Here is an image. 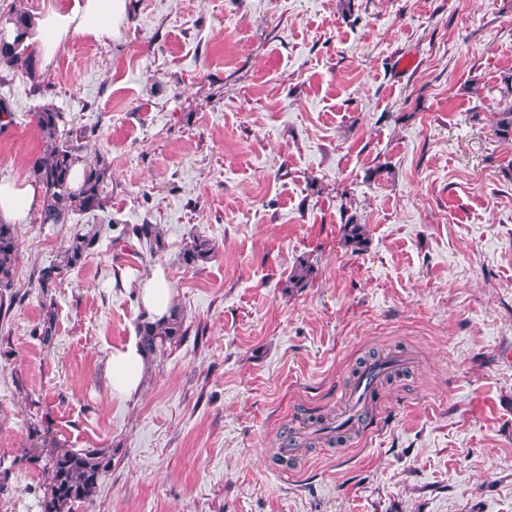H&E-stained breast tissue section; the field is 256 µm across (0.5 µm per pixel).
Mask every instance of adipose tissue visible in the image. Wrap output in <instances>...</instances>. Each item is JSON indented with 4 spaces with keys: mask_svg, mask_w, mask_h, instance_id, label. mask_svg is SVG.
Segmentation results:
<instances>
[{
    "mask_svg": "<svg viewBox=\"0 0 512 512\" xmlns=\"http://www.w3.org/2000/svg\"><path fill=\"white\" fill-rule=\"evenodd\" d=\"M128 9V0H69L66 5L34 15L29 40L49 59L73 36H88L99 42L114 37L126 20ZM41 202V189L35 182L20 179L0 183L2 222H25ZM136 295L141 308L152 320L169 315L174 293L161 269H154L142 280ZM147 365V356L137 338H129L113 348L107 360L113 395L127 399L139 394Z\"/></svg>",
    "mask_w": 512,
    "mask_h": 512,
    "instance_id": "1",
    "label": "adipose tissue"
}]
</instances>
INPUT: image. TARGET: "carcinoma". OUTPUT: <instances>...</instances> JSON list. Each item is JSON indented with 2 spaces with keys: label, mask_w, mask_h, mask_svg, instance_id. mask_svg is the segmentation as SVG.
<instances>
[{
  "label": "carcinoma",
  "mask_w": 512,
  "mask_h": 512,
  "mask_svg": "<svg viewBox=\"0 0 512 512\" xmlns=\"http://www.w3.org/2000/svg\"><path fill=\"white\" fill-rule=\"evenodd\" d=\"M13 30L0 35V68L8 72L22 71L31 79L37 78L36 59L31 44L26 42L32 15L25 9H14L8 13ZM34 122L42 138L48 143L49 154L37 157L29 168L30 177L42 189L43 205L39 222L42 224H66L75 213H93L105 207L104 182L109 165L98 158L92 165L83 169L79 187L72 186V173L76 165L82 163L81 152L87 130L66 127L65 117L55 107L43 105L34 112ZM495 133L502 139L512 137V105L499 112ZM156 253L164 248L162 234L155 224H133L124 226L119 242L131 239ZM344 239L354 250L365 246L364 225L349 219L344 225ZM96 235L80 234L73 236L65 251L62 264L50 266L40 271L36 287L46 295L56 287L63 271L79 265L94 246ZM215 246L207 239L194 237L186 245L182 260L188 267H197L213 259ZM19 260L17 229L12 224L0 222V288L10 286L14 268ZM312 265L304 258L292 269L288 287L306 286ZM55 333L54 311H47L42 324L34 329V335L48 344ZM188 335L185 319L177 308L171 310L163 322H155L143 314L137 323V336L143 351L153 358L167 349L183 342ZM29 433L35 437V445L40 448L36 455H29L26 461L35 465L42 475L43 496L39 501L41 512H72L77 504L93 502L96 490L112 468V453L105 448H68L57 438L49 416L34 414L29 423Z\"/></svg>",
  "instance_id": "obj_1"
}]
</instances>
